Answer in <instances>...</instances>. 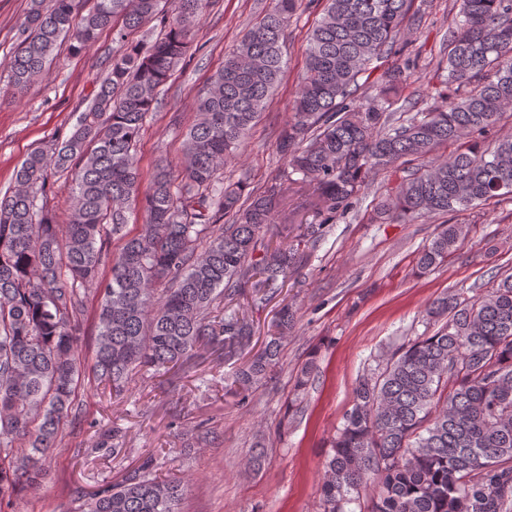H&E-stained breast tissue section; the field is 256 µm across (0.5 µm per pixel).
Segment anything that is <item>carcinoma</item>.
I'll list each match as a JSON object with an SVG mask.
<instances>
[{
	"instance_id": "cac0c4a2",
	"label": "carcinoma",
	"mask_w": 512,
	"mask_h": 512,
	"mask_svg": "<svg viewBox=\"0 0 512 512\" xmlns=\"http://www.w3.org/2000/svg\"><path fill=\"white\" fill-rule=\"evenodd\" d=\"M308 34L291 116L277 135L286 169L252 187L224 182L283 80V46L304 0H271L199 90L179 165L160 163L142 185L137 143L161 88L184 58L208 0H32L10 56L11 84L25 93L63 42L86 53L105 30L120 45L85 110L52 135L0 192V507L34 487L64 428L84 432L74 407L81 382L88 302L96 300L91 383L118 397L153 370H172L210 347L235 364V394L272 379L297 309L282 298L262 351L248 310L265 306L298 275L326 227L353 207L376 169L415 161L377 217L448 215L512 199V134H483L512 109V0H459L448 30L447 75L433 103L407 117L388 111L416 67L404 52L414 0H324ZM162 19L147 45L132 36ZM400 62L371 78L373 62ZM456 149L432 158L440 145ZM302 175L309 222L283 215ZM65 178L69 215L52 204ZM143 214L135 233L130 215ZM468 234L442 224L418 253L425 274ZM423 334L364 375L330 442L322 512H512V273L471 296L451 291L424 311ZM374 491L365 500L361 491ZM183 481L144 462L100 489L80 512H180Z\"/></svg>"
}]
</instances>
